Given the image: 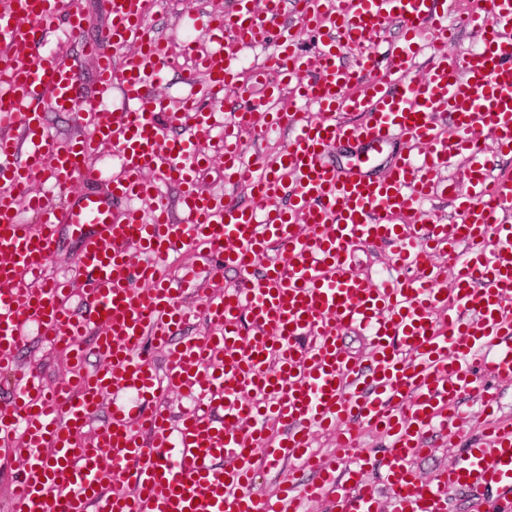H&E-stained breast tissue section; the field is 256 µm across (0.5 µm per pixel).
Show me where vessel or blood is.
Wrapping results in <instances>:
<instances>
[{
  "label": "vessel or blood",
  "mask_w": 512,
  "mask_h": 512,
  "mask_svg": "<svg viewBox=\"0 0 512 512\" xmlns=\"http://www.w3.org/2000/svg\"><path fill=\"white\" fill-rule=\"evenodd\" d=\"M107 23L80 59L38 46L58 15L79 35L90 19L60 0H10L0 12V453L24 449L8 512H378L363 479L354 423L386 442L385 483L397 512H444L448 491L467 490L472 512L494 493L512 512V421L489 384L512 383V173L483 149L512 154V0H475L459 23L454 0H298L299 20L317 38L300 52L296 33L276 32L282 0H233L210 14L216 44L198 55L177 106L149 90L170 65L169 40L146 25L159 0H108ZM401 41L385 63L370 50L390 24ZM480 33L478 49L434 54L427 77L410 70L434 30ZM258 48L262 97L217 123L200 97L220 102L240 80V52ZM358 54L339 64L342 50ZM120 66H113V52ZM91 63L93 95L81 73ZM121 94L123 112L108 108ZM70 111L80 129L62 140L46 111ZM178 125L170 137L165 122ZM455 137H448L447 127ZM284 127L292 136L275 160L245 164L243 133ZM357 141L369 155L342 170L332 144ZM398 152L382 162L385 147ZM111 151L123 168L101 186L91 166ZM224 180L247 186L258 209L200 192L211 154ZM458 166L466 193L450 222L421 210ZM79 190H72L71 182ZM183 187L172 216L161 186ZM76 244L78 276L48 277L62 237ZM392 241L395 275L382 284L352 266L355 250ZM137 247L139 263L129 249ZM195 255L181 279L166 270L175 252ZM276 258H269V251ZM241 273L223 285L227 270ZM210 328L183 335L196 313ZM370 337L366 364L350 363L339 332ZM65 347L63 377L45 385L20 360L30 336ZM167 352L157 371L143 345ZM100 362L87 368L88 352ZM188 405L173 415L166 392ZM476 394L487 424L479 447L459 448L431 478L414 470L430 435L453 442ZM110 412L92 438L84 428ZM332 434L352 467L337 476L313 449ZM283 459L316 474L257 501V460Z\"/></svg>",
  "instance_id": "1"
}]
</instances>
